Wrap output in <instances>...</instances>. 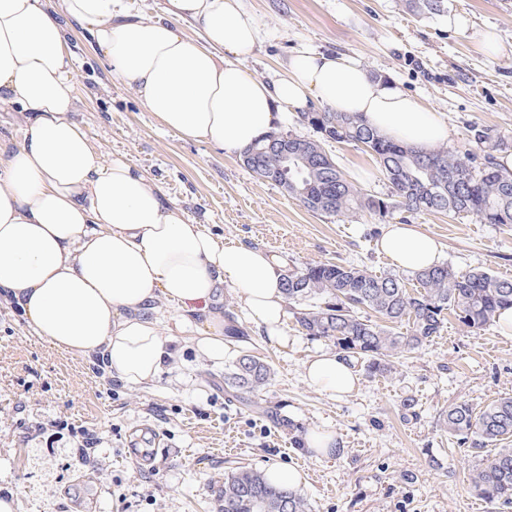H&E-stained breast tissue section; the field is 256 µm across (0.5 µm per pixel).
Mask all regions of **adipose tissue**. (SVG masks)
Listing matches in <instances>:
<instances>
[{
    "mask_svg": "<svg viewBox=\"0 0 512 512\" xmlns=\"http://www.w3.org/2000/svg\"><path fill=\"white\" fill-rule=\"evenodd\" d=\"M0 0V108L21 106L27 126L15 148L0 144V302L21 308L29 328L58 351L101 363L121 381L157 380L173 355L151 314L176 324L203 313L198 353L222 358L225 287L270 342L287 345L284 268L262 248L224 244L164 202L141 171L104 163L73 119L75 89L62 17L87 23L114 77L182 137L242 154L317 98L359 114L383 138L423 152L448 140V124L354 56L301 48L270 82L242 61L263 33L243 0H164L153 17L118 13L115 0ZM190 23L201 40L181 29ZM377 248L398 268L440 263L437 242L411 224L386 225ZM307 382L336 398L357 383L348 357L321 352Z\"/></svg>",
    "mask_w": 512,
    "mask_h": 512,
    "instance_id": "1",
    "label": "adipose tissue"
}]
</instances>
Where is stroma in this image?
I'll use <instances>...</instances> for the list:
<instances>
[{"label":"stroma","mask_w":512,"mask_h":512,"mask_svg":"<svg viewBox=\"0 0 512 512\" xmlns=\"http://www.w3.org/2000/svg\"><path fill=\"white\" fill-rule=\"evenodd\" d=\"M267 38L245 61L262 79L276 76L299 48L355 56L374 76L395 82L448 123L449 150L477 145L473 126L491 130L512 154V0H448L443 16L411 13L405 0H245ZM77 110L104 162L123 160L158 183L167 202L224 243L257 245L286 267L338 262L392 271L376 250L386 223L359 211L330 217L247 170L238 156L168 130L113 77L88 25L67 21ZM358 190L387 196L373 156L327 142ZM433 236L441 260L512 278V226L441 213L410 216ZM224 309L239 316L244 340L223 359L191 345L208 326L197 314L177 333L175 356L153 384L108 381L87 361L59 352L28 327L22 310L0 305V492L18 512H216L215 488L230 467L299 468L312 512H503L469 489L475 452L448 435L443 416L459 402L486 405L512 395V340L496 326L471 331L448 317L441 333L395 359L390 372L355 363L358 388L339 400L311 387L303 364L331 350L288 321L287 347L258 336L241 316L234 289ZM266 357L273 374L258 391L236 394L224 374L239 350ZM100 443L80 460L74 428ZM152 430L162 450L143 465L129 454L132 435ZM335 433L340 450L312 456L301 443L311 431Z\"/></svg>","instance_id":"obj_1"}]
</instances>
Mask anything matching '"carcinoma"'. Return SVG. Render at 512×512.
<instances>
[{"mask_svg": "<svg viewBox=\"0 0 512 512\" xmlns=\"http://www.w3.org/2000/svg\"><path fill=\"white\" fill-rule=\"evenodd\" d=\"M409 10L439 16L448 0H406ZM300 121L316 129L311 139L273 132L248 148L244 166L259 178L294 196L307 210L329 216L357 210L384 218L394 212L474 216L484 224H512V170L496 162L500 143L488 130L473 127L481 153L458 154L440 147L424 154L381 137L357 114L302 112ZM296 145L288 159L268 148L272 137ZM362 146L379 163L390 184L386 198L364 194L350 183L324 142ZM409 288L402 277L353 264H307L286 272L282 290L288 304L300 307L296 321L305 335L326 339L365 363L371 373L390 370L392 360L440 334L448 312L472 330L495 322L512 308V280L484 270L455 272L442 262L413 273ZM407 323L406 331L399 325ZM271 377L269 364L242 351L224 374V385L252 392ZM448 433L493 448L469 473L474 493L490 503L512 506V396L485 405L461 402L445 414ZM219 512H310L301 493L272 483L266 473L238 466L224 474Z\"/></svg>", "mask_w": 512, "mask_h": 512, "instance_id": "cac0c4a2", "label": "carcinoma"}]
</instances>
